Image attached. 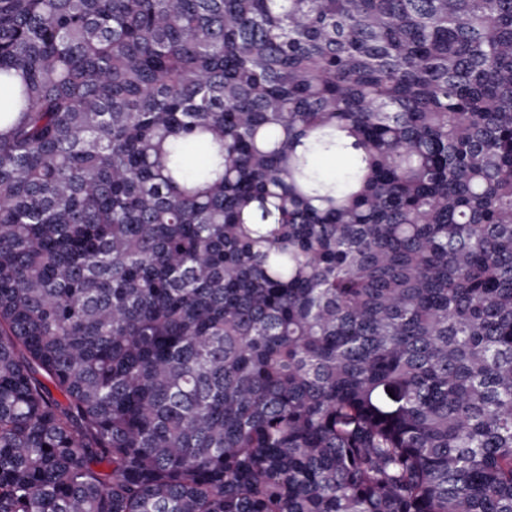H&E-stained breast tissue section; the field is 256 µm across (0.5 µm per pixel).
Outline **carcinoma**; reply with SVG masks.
Listing matches in <instances>:
<instances>
[{
    "label": "carcinoma",
    "instance_id": "cac0c4a2",
    "mask_svg": "<svg viewBox=\"0 0 512 512\" xmlns=\"http://www.w3.org/2000/svg\"><path fill=\"white\" fill-rule=\"evenodd\" d=\"M0 87V512H512V0H0Z\"/></svg>",
    "mask_w": 512,
    "mask_h": 512
}]
</instances>
